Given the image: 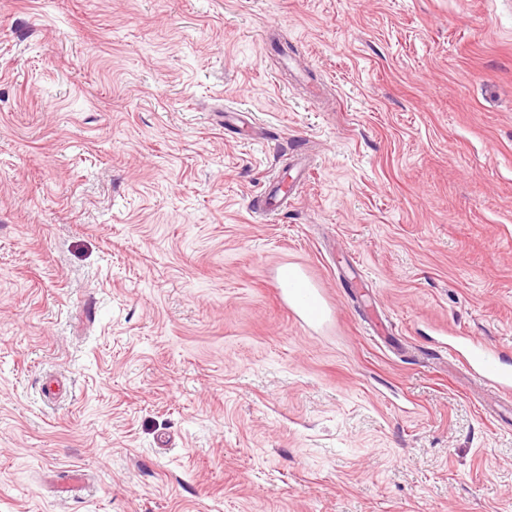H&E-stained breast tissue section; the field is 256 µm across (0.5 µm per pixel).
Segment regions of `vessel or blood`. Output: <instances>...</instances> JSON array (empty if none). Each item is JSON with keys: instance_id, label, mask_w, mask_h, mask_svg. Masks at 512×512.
Segmentation results:
<instances>
[{"instance_id": "b4317fda", "label": "vessel or blood", "mask_w": 512, "mask_h": 512, "mask_svg": "<svg viewBox=\"0 0 512 512\" xmlns=\"http://www.w3.org/2000/svg\"><path fill=\"white\" fill-rule=\"evenodd\" d=\"M298 187L295 181H275L263 199L254 202L255 213L267 218L277 216ZM274 288L280 301L287 304L305 326H316L324 321L326 300L304 270L281 268L274 279ZM452 348L461 355L463 365L474 382L492 388L496 396L512 402V369L502 362L500 348L459 335L454 336Z\"/></svg>"}]
</instances>
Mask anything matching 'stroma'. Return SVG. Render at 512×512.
<instances>
[{"instance_id":"1","label":"stroma","mask_w":512,"mask_h":512,"mask_svg":"<svg viewBox=\"0 0 512 512\" xmlns=\"http://www.w3.org/2000/svg\"><path fill=\"white\" fill-rule=\"evenodd\" d=\"M445 327L512 360V0H0V512H512ZM298 177L292 179L291 182L286 180L275 181L272 188H268L263 194L264 198L253 203L254 212L266 218L277 216L281 208L288 205V200L298 189L301 182V178L296 182ZM273 284L280 301L287 304L305 326H316L324 321L326 300L304 270L283 267L277 272Z\"/></svg>"}]
</instances>
